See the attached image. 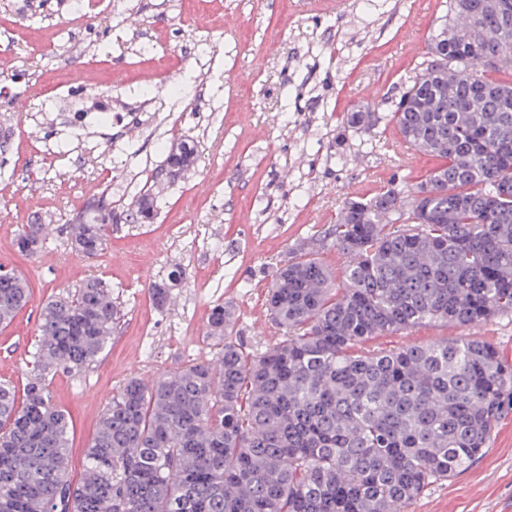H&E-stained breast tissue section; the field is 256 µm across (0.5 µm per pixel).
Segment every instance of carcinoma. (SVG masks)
I'll return each instance as SVG.
<instances>
[{
	"instance_id": "1",
	"label": "carcinoma",
	"mask_w": 512,
	"mask_h": 512,
	"mask_svg": "<svg viewBox=\"0 0 512 512\" xmlns=\"http://www.w3.org/2000/svg\"><path fill=\"white\" fill-rule=\"evenodd\" d=\"M389 112L404 143L441 164L407 197L390 186L345 203L328 233L346 258L341 280L310 242L290 249L268 293L281 336L264 351H246L232 336L234 311L217 304L207 330L216 360L150 384L128 379L77 482L49 375L95 362L120 310L96 278L43 307L23 398L0 382V512H405L483 454L512 402V367L489 343L363 345L512 312V11L448 0L423 68ZM370 117L357 109L347 124L368 130ZM197 158L175 142L155 179ZM156 202L149 192L120 211L97 201L76 217L72 246L96 255L107 225L149 223ZM17 246L36 253L39 225ZM28 295L24 276L0 274L1 326Z\"/></svg>"
}]
</instances>
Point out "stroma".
<instances>
[{
	"instance_id": "1",
	"label": "stroma",
	"mask_w": 512,
	"mask_h": 512,
	"mask_svg": "<svg viewBox=\"0 0 512 512\" xmlns=\"http://www.w3.org/2000/svg\"><path fill=\"white\" fill-rule=\"evenodd\" d=\"M107 21L71 36L61 0H0V266L30 282L27 305L0 327V380L24 389L52 299L98 277L123 316L104 354L50 379L53 403L71 424V477L107 402L131 376L152 381L215 358L210 312L235 310L234 334L258 353L277 335L267 290L292 243L325 232L346 201L410 187L437 166L409 148L388 118L392 99L423 62L447 0H106ZM170 69L187 101L119 145L99 131L73 133L47 115L61 93L84 85L132 102L159 100ZM369 108L367 131L346 114ZM194 141V169L153 182L164 145ZM122 207L140 193L159 208L146 224H111L94 256L71 245V220L104 186ZM43 227L41 249L19 252L26 225ZM181 278L170 280L172 270ZM167 283L156 308L150 283ZM441 336L491 343L512 366V313L475 326H422L375 337L396 347ZM406 512H512V407L482 456L427 486Z\"/></svg>"
}]
</instances>
